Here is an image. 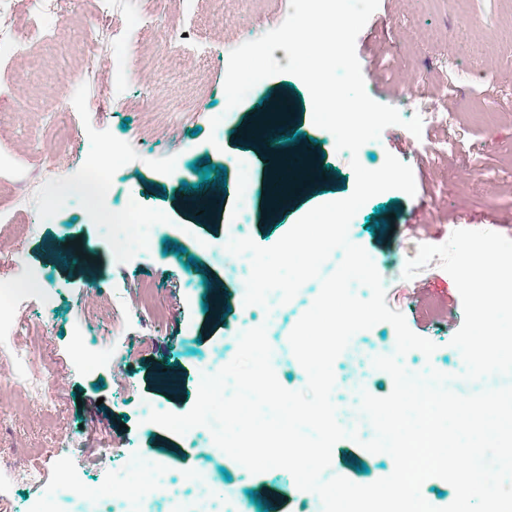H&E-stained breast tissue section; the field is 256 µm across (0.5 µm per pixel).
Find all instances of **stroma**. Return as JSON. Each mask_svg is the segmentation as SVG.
<instances>
[{
	"label": "stroma",
	"instance_id": "obj_1",
	"mask_svg": "<svg viewBox=\"0 0 512 512\" xmlns=\"http://www.w3.org/2000/svg\"><path fill=\"white\" fill-rule=\"evenodd\" d=\"M11 8L28 51L0 61V279L40 270L55 304L21 306L15 314L20 333L0 336V476L22 463L50 482L59 469L75 467L87 482L126 494L135 482L133 466L162 456L165 440L182 450L166 458L171 482L201 470L211 489L223 493L224 512H260L259 503L269 501L277 512H324L320 497L299 490L289 471L250 474L225 453L211 451L209 431L177 436L146 414L150 404L188 412L201 369L234 358L247 322L265 326L279 353L273 364L279 383L291 391L307 385L289 335L309 300L279 305L272 315L245 307V280L209 247L230 225L237 237L272 246L309 210L354 190L351 157L314 125L311 96L298 77L264 79L234 111L224 109L225 57L280 25L289 0H224L220 11L213 0H172L167 23L178 33V55L170 56L149 31L124 32L126 64L118 81L112 47L98 45V33L149 10L148 0H111L106 13L99 0H66L54 40L28 27L37 0H12ZM356 54L368 94L395 105L403 119L420 116L423 126L418 137L388 127L360 148L357 157L370 170L389 154L409 164L416 193L390 190L369 199L354 218L353 238L374 262L388 306L437 346L429 359L409 352L405 367L459 374L464 362L450 344L463 319L454 304V280L434 261L409 280L403 271L419 244H443L458 229L512 239V0H379L356 39ZM106 87L112 90L107 98L100 94ZM22 99L23 110L17 107ZM74 101L81 106L74 118L87 135L83 141L67 125L47 122ZM437 112L453 113V123H435ZM274 113L298 137L279 169L269 165L252 134L253 120ZM94 139L119 144L126 156L112 180L111 210L134 206L164 219L148 248L120 262L89 221L71 180L38 182L46 157L82 167ZM176 153L190 167L189 185L172 175L169 160ZM208 163L225 167L227 176L223 206L204 222L187 197L201 181L198 168ZM371 216L379 222L373 230ZM77 239L92 249L96 280L53 258L57 246ZM169 243L180 253L166 252ZM191 258L197 267L188 266ZM146 282L157 292L161 321L140 311ZM216 288L226 306L219 317L205 309ZM80 320L89 347L109 353L93 371L81 370L70 354L72 328ZM145 341L150 347L144 351ZM19 348L33 351V359H17ZM395 348L394 327L381 322L352 337L348 352L336 359V417L360 439L335 444L326 477L368 485L392 473L390 455L359 445L375 435L359 405L361 392H391V377L372 360ZM39 374L52 379L49 410L29 387Z\"/></svg>",
	"mask_w": 512,
	"mask_h": 512
}]
</instances>
